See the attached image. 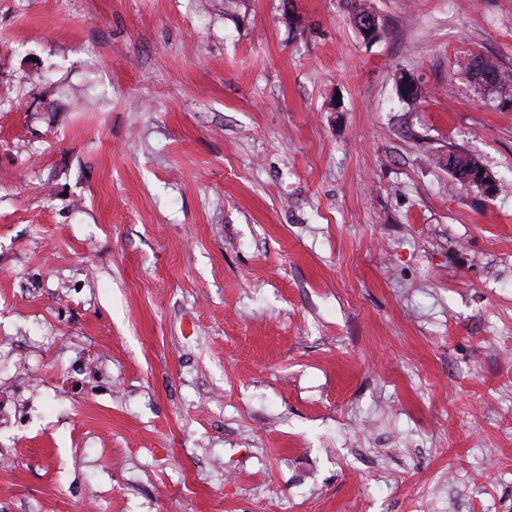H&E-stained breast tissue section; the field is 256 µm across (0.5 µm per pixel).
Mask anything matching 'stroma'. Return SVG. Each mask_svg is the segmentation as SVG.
Masks as SVG:
<instances>
[{"mask_svg":"<svg viewBox=\"0 0 512 512\" xmlns=\"http://www.w3.org/2000/svg\"><path fill=\"white\" fill-rule=\"evenodd\" d=\"M368 2L0 0V512H512V0ZM364 0L354 1V5L351 4V7L354 8L355 13L353 14L354 23L357 29L360 32V27L358 26V19H361L364 15H368L370 13H374L370 6H365V4L361 3ZM360 2V3H356ZM365 27L361 29L362 35L365 37L367 41L375 40L378 37L379 33V20L377 17L369 18L364 20ZM477 62L482 63L483 80L487 82L492 90H496L498 94L504 95L493 101H498L501 105H512V72L504 70L501 65L487 57H476ZM510 99H508V98ZM456 155L449 154L448 155V170L454 175L455 180L459 181L461 184H463L466 187L476 188L477 190L481 191L480 188L484 191V193L488 196L494 195L495 188H496V180L493 174L486 169L483 164L477 159L474 155L466 153V154H459L456 157L457 163L463 167H475L477 168L478 165H481L484 167V169H481L482 175H479L478 173H466L463 174L459 169H456L455 165L453 164V157ZM458 183V184H460ZM460 184V185H461ZM474 185V186H473ZM480 187H479V186Z\"/></svg>","mask_w":512,"mask_h":512,"instance_id":"1","label":"stroma"}]
</instances>
